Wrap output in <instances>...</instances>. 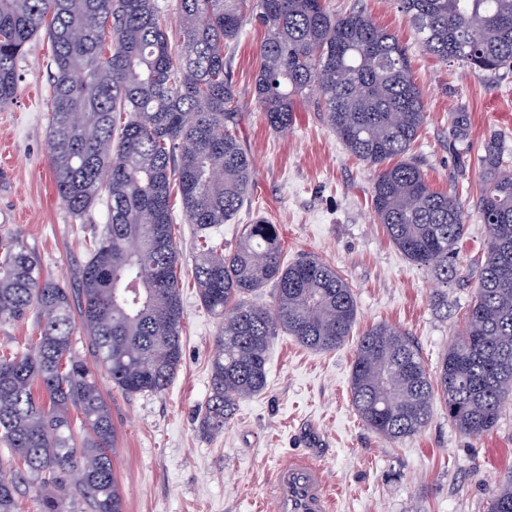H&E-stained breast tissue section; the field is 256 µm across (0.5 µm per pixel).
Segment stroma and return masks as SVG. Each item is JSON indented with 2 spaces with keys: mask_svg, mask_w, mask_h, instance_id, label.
<instances>
[{
  "mask_svg": "<svg viewBox=\"0 0 512 512\" xmlns=\"http://www.w3.org/2000/svg\"><path fill=\"white\" fill-rule=\"evenodd\" d=\"M327 5L335 13L364 9L408 49L428 114L412 157L435 189L454 186L466 193L458 277L441 284L392 245L371 212L374 170L345 149L314 102L298 106L290 130L269 128L254 94L264 32L252 22L227 66L239 112L237 136L253 162L254 186L219 233L230 249L257 217L278 224L285 261L318 258L349 283L356 332L380 322L396 326L433 370L473 296L462 279L486 250L473 191L481 146L498 139L512 160V69L487 75L423 52L397 0H327ZM54 72L52 43L39 34L19 63L17 97L0 106V225L19 231L40 254L45 274L70 288L88 258L90 229L107 223L108 208L101 201L78 217L57 196L46 149ZM174 233L183 252L184 318L183 356L172 384L160 394L127 396L108 376L99 378L112 408V465L124 512H267L273 470L302 455L323 466L333 512H489L512 465V407L492 434L474 439L449 423L438 400L424 431L388 441L371 431L352 405L351 341L315 353L287 334L275 336L265 390L239 402L223 433L203 435L198 425L210 393L219 323L194 285L195 227L179 219ZM442 299L447 308H439Z\"/></svg>",
  "mask_w": 512,
  "mask_h": 512,
  "instance_id": "obj_1",
  "label": "stroma"
}]
</instances>
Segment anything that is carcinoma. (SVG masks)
Instances as JSON below:
<instances>
[{
  "label": "carcinoma",
  "instance_id": "1",
  "mask_svg": "<svg viewBox=\"0 0 512 512\" xmlns=\"http://www.w3.org/2000/svg\"><path fill=\"white\" fill-rule=\"evenodd\" d=\"M179 31L157 0H0V106L19 90L18 61L44 32L54 45L46 144L59 199L82 215L106 194L109 219L87 244L77 287L46 277L20 233L0 228V326L35 317L21 353L0 349V512L34 492L40 512H123L112 467V410L97 376L125 395L161 393L182 359L183 308L171 189L199 232L193 276L220 320L200 429L221 432L262 391L284 332L314 352L341 347L356 319L352 288L314 257L283 261L277 225H244L226 251L211 232L250 196L253 165L236 136L224 50L254 18L264 28L254 92L266 123L287 129L317 93L329 128L376 172L372 211L390 242L443 283L466 234L455 189L437 191L405 155L427 118L405 45L361 10L326 0H177ZM419 46L493 75L512 67V0H398ZM112 51L104 56L106 32ZM476 207L484 260L463 325L431 376L408 335L379 324L359 338L350 394L360 419L397 442L418 434L441 397L448 421L480 438L512 405V167L484 143ZM274 284L269 308L250 302ZM89 342L95 366L72 351ZM490 512H512V470Z\"/></svg>",
  "mask_w": 512,
  "mask_h": 512
}]
</instances>
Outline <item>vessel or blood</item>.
I'll list each match as a JSON object with an SVG mask.
<instances>
[{
    "mask_svg": "<svg viewBox=\"0 0 512 512\" xmlns=\"http://www.w3.org/2000/svg\"><path fill=\"white\" fill-rule=\"evenodd\" d=\"M271 512H332L333 498L314 459L297 457L275 471L270 484Z\"/></svg>",
    "mask_w": 512,
    "mask_h": 512,
    "instance_id": "obj_1",
    "label": "vessel or blood"
}]
</instances>
